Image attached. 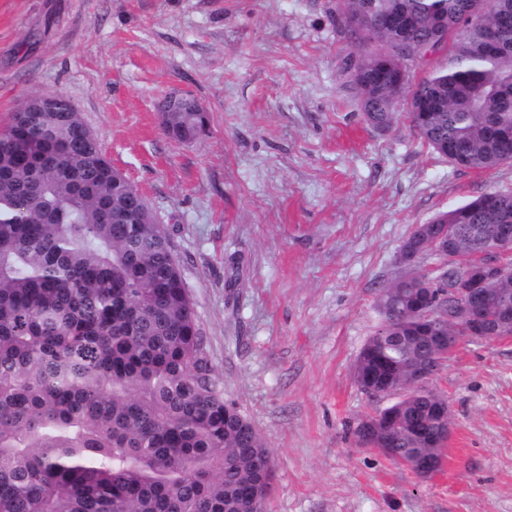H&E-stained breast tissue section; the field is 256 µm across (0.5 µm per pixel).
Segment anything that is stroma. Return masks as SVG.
Returning <instances> with one entry per match:
<instances>
[{"instance_id":"1","label":"stroma","mask_w":512,"mask_h":512,"mask_svg":"<svg viewBox=\"0 0 512 512\" xmlns=\"http://www.w3.org/2000/svg\"><path fill=\"white\" fill-rule=\"evenodd\" d=\"M336 0H0V124L61 94L168 233L224 399L275 462L267 512H512V338L459 345L430 380L452 421L418 478L351 432L378 404L354 365L424 224L512 165L457 168L405 118L370 126L341 73ZM197 97L208 132L163 135ZM195 98L178 97L164 98L159 105L161 112V130L168 136V130L176 132L180 141L190 142L197 139L199 126L205 120L207 109ZM169 137V136H168Z\"/></svg>"}]
</instances>
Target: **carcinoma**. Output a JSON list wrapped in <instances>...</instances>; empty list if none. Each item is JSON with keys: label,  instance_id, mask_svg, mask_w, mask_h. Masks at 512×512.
I'll return each instance as SVG.
<instances>
[{"label": "carcinoma", "instance_id": "1", "mask_svg": "<svg viewBox=\"0 0 512 512\" xmlns=\"http://www.w3.org/2000/svg\"><path fill=\"white\" fill-rule=\"evenodd\" d=\"M479 0H337L336 28L355 51L344 62L366 121L388 129L403 98L416 136L452 165L512 163V21ZM375 14L414 17L405 42ZM446 56L424 78L378 83L429 46ZM54 111L23 101L0 129V512H261L252 490L269 486L270 449L224 402L195 304L161 225L122 224L112 202L128 187L71 102ZM192 97L160 102L161 130L197 139L205 120ZM450 240L456 286L474 228L490 238L512 224V191L485 193L434 218ZM381 325L418 330L403 309ZM428 347L395 345L375 332L355 363L362 389L405 376ZM445 395L422 386L394 408L392 452L428 453L412 427L433 432Z\"/></svg>", "mask_w": 512, "mask_h": 512}]
</instances>
